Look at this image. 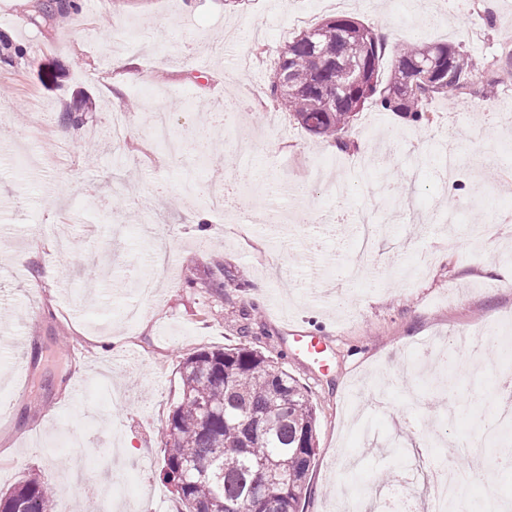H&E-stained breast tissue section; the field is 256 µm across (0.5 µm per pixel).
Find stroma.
<instances>
[{
  "label": "stroma",
  "instance_id": "obj_1",
  "mask_svg": "<svg viewBox=\"0 0 512 512\" xmlns=\"http://www.w3.org/2000/svg\"><path fill=\"white\" fill-rule=\"evenodd\" d=\"M41 2L0 0V34L20 51L0 62V490L36 474L55 488L53 512H101L90 489L105 476L128 512H177L161 448L180 363L245 338L316 410L303 512H367L337 495L359 449L347 438L351 404L378 434L360 463L373 490L412 469L414 448L473 439L474 398L422 405L439 381L405 367L448 337L512 328V222L480 243L465 232L489 211L512 213V158L475 139L479 129L498 135L512 86L432 100L420 124L365 106L342 150L266 90L278 50L302 31L293 16L311 27L328 18L320 0H80L63 19L39 16ZM346 14L384 35L382 71L406 42L459 46L482 81L508 70L512 0L491 16L484 0H356ZM470 21L480 37L458 34ZM122 29L140 40H113ZM116 56L132 67L112 70ZM129 102L134 125L119 142L110 115ZM158 107L187 143L180 155L150 137ZM440 124L467 171L450 189L432 163L407 175L412 157H435ZM241 139L255 145L245 164ZM207 149L218 159L205 167ZM198 180L228 191L230 208L177 206ZM389 182L411 206L391 209ZM365 223L376 247L355 279ZM147 274L156 286L143 300L135 284ZM291 330L331 340L329 371L292 355Z\"/></svg>",
  "mask_w": 512,
  "mask_h": 512
}]
</instances>
